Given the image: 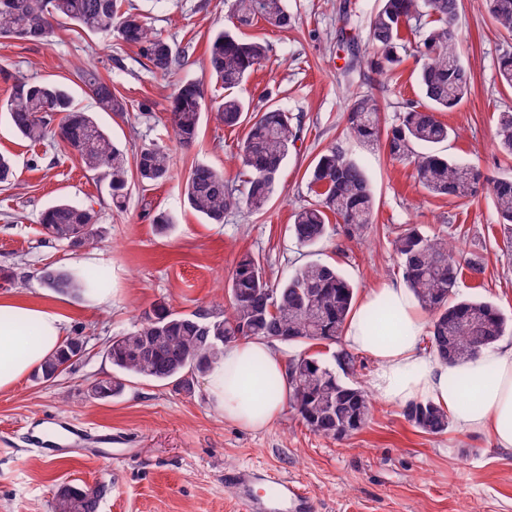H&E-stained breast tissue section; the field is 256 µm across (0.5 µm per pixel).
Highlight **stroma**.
<instances>
[{
	"instance_id": "obj_1",
	"label": "stroma",
	"mask_w": 512,
	"mask_h": 512,
	"mask_svg": "<svg viewBox=\"0 0 512 512\" xmlns=\"http://www.w3.org/2000/svg\"><path fill=\"white\" fill-rule=\"evenodd\" d=\"M163 36L191 55L170 76L152 73L136 47L104 40L76 28L57 30L47 44L0 39V66L30 81L70 87L78 107L92 108L76 70L88 65L111 82L128 104L125 116L98 113L97 119L128 152L142 144L168 146L173 174L165 182H132L127 208L112 206L108 185L86 172L75 155L53 140L33 143L13 131L0 114V152L15 162L16 187H0V298L14 297L51 307L65 318V333L82 330L85 356L55 380L26 377L0 393V512H52L54 492L69 483L105 486L100 512H239L226 472L251 466L298 481L313 497L316 512H512V450L494 447L479 433L448 428L438 435L413 427L401 406L374 401L367 423L340 441L312 432L292 409L272 426L254 431L229 422L211 406L203 377L192 392L130 377L119 394L92 399L88 385L113 373L105 342L127 331L157 302L192 313L224 311L227 284L242 255L259 257L271 281L286 278L304 261L292 240V215L312 202L306 172L329 147L341 145L369 179L375 206L362 240L332 230L316 248L363 296L384 281H402L391 241L400 227L461 244L481 257V278H463L457 294L491 302L512 319V248L490 194L458 201L428 194L414 166L389 158L383 146H367L346 134L349 101L376 99L385 125L397 122L407 103L422 94L416 74L422 30L403 26L400 61L378 74L367 63L370 19L378 0H287L292 28L257 23L246 38L268 45L266 60L239 90L251 105L267 92L301 120L300 139L278 181L267 210L232 211L209 224L183 200L184 180L198 162L241 184L238 154L245 127L228 129L204 116L197 142L179 146L168 123L171 96L180 81L200 82L207 99L224 91L207 70L209 36L229 25L224 0H127ZM459 51L472 75L471 92L454 111L440 113L454 131L442 151L478 164L485 176L512 172V159L496 147L501 112H512V91L499 78L497 63L512 52V34L498 28L486 0H460ZM94 208L105 230L93 249L71 250L46 240L39 225L45 207L58 200ZM175 216L166 234L151 216ZM100 270L112 290L108 302L60 299L36 277L43 267ZM115 436L107 451L50 457L29 442L45 433L47 416Z\"/></svg>"
}]
</instances>
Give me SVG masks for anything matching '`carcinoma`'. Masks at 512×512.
Wrapping results in <instances>:
<instances>
[{"label": "carcinoma", "instance_id": "1", "mask_svg": "<svg viewBox=\"0 0 512 512\" xmlns=\"http://www.w3.org/2000/svg\"><path fill=\"white\" fill-rule=\"evenodd\" d=\"M487 6L498 27L512 33V0H487ZM459 9L460 0H380L370 21L375 48L370 68L381 73L399 62L401 28L414 23L425 30L418 83L426 103L409 104L399 122L384 129L376 100L357 96L347 108V131L366 144L384 143L395 160L413 162L418 182L432 195L464 200L488 185L498 222L511 244L512 177L487 181L476 166L439 150L448 142L451 129L438 119V113L458 106L471 89V73L461 62L457 47ZM230 13L234 28L218 29L209 38L208 71L226 91L224 98L211 105L201 84L184 81L175 89L169 113L174 136L185 146L197 139L207 112L227 128L247 123L240 153L246 176L243 192L236 193L226 184L223 172L203 163L191 167L184 183V202L209 224L224 223L227 212L243 206L255 213L265 210L300 133L299 121L280 105L273 102L257 109L233 94L267 56L265 43L244 39L237 30L259 21L288 29L292 17L284 0H232ZM62 24L105 38L115 36L137 47L151 71L164 76L175 73L188 58L189 48H177L142 14L122 10L121 0H0V38L45 44ZM0 76L13 80L8 98L0 101V112L9 115L16 133L31 142L57 138L77 154L86 171L108 181L116 209L126 206L130 165H135L143 183L162 182L170 176L171 159L164 147L143 144L134 154V163H129L127 151L112 141L93 112L77 107L64 86L14 78L3 67ZM78 78L95 108L115 114L127 111L123 97L96 70L83 69ZM497 139L500 150L512 157V112L500 113ZM15 177L13 159L0 154V186H14ZM308 188L315 201L294 213L290 228L298 246H318L330 231L332 216L347 238L361 239L371 223L374 200L366 172L357 161L340 147H332L312 167ZM40 226L48 239L72 249L93 247L101 239L97 212L65 201L47 208ZM392 248L408 288L421 308L432 315L429 341L438 356L462 362L464 358L455 352L464 351L472 358L505 335L509 324L496 307L456 296L464 273L474 278L484 273L479 257H464L455 245L410 225L399 230ZM37 278L61 295L80 296L105 285L100 275L62 267L46 266ZM227 290L231 301L228 315L208 310L183 314L165 304L157 305L133 328L108 341L106 356L113 368L123 375L172 383L189 393L196 376L222 357L224 346L238 340L340 342L355 295L351 283L333 264L310 260L284 281L273 283L260 260L250 254L237 262ZM87 344V337L80 333L66 338L34 377L44 381L57 378L63 373L62 366ZM287 375L290 406L312 431L341 440L366 423L370 402L365 391L344 381L319 359L305 353L293 355L287 362ZM123 389L120 377L89 385L98 400ZM403 416L427 434L448 429V415L430 402L408 404ZM102 493L101 489L63 484L54 496V512H98Z\"/></svg>", "mask_w": 512, "mask_h": 512}]
</instances>
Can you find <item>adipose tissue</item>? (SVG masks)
<instances>
[{"mask_svg":"<svg viewBox=\"0 0 512 512\" xmlns=\"http://www.w3.org/2000/svg\"><path fill=\"white\" fill-rule=\"evenodd\" d=\"M428 322L412 292L398 283L369 289L353 308L342 339L376 368L373 395L401 406L429 401L461 431L486 434L495 447L512 448V346H493L464 363L426 352ZM55 310L15 299L0 301V392L14 388L55 353L64 339ZM259 364V374L247 372ZM287 366L262 340L225 347L206 375L209 399L225 419L251 429L280 417L288 398ZM276 382L277 391L267 388Z\"/></svg>","mask_w":512,"mask_h":512,"instance_id":"obj_1","label":"adipose tissue"}]
</instances>
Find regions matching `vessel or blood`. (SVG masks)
I'll list each match as a JSON object with an SVG mask.
<instances>
[{
  "mask_svg": "<svg viewBox=\"0 0 512 512\" xmlns=\"http://www.w3.org/2000/svg\"><path fill=\"white\" fill-rule=\"evenodd\" d=\"M108 434L88 436L85 429L68 426L62 441H47L52 452L61 448H95L111 442ZM224 480L234 487L242 512H314L313 500L288 478L262 468H238L225 473Z\"/></svg>",
  "mask_w": 512,
  "mask_h": 512,
  "instance_id": "obj_1",
  "label": "vessel or blood"
}]
</instances>
